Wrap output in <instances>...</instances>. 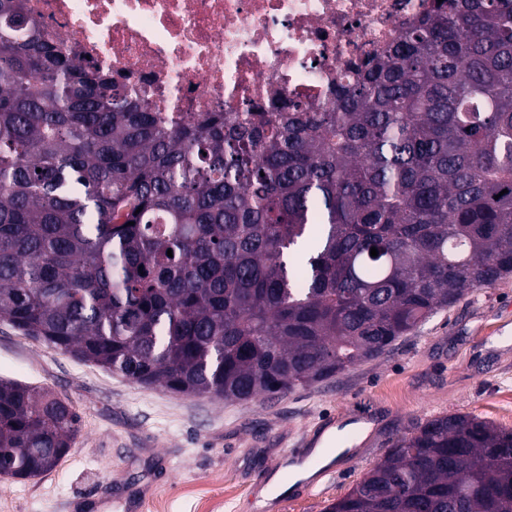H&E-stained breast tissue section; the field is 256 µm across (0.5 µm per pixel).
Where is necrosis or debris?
<instances>
[{
    "instance_id": "4bbe7bcc",
    "label": "necrosis or debris",
    "mask_w": 512,
    "mask_h": 512,
    "mask_svg": "<svg viewBox=\"0 0 512 512\" xmlns=\"http://www.w3.org/2000/svg\"><path fill=\"white\" fill-rule=\"evenodd\" d=\"M436 0H22L45 41L166 117L332 107Z\"/></svg>"
}]
</instances>
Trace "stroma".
<instances>
[{"label": "stroma", "instance_id": "1", "mask_svg": "<svg viewBox=\"0 0 512 512\" xmlns=\"http://www.w3.org/2000/svg\"><path fill=\"white\" fill-rule=\"evenodd\" d=\"M0 377L68 398L80 431L50 472L0 479V512H323L431 416L462 412L512 428V276L439 312L382 357L274 399L227 402L146 388L0 323ZM332 476L257 505L270 462L323 433Z\"/></svg>", "mask_w": 512, "mask_h": 512}]
</instances>
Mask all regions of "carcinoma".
I'll use <instances>...</instances> for the list:
<instances>
[{"label": "carcinoma", "instance_id": "1", "mask_svg": "<svg viewBox=\"0 0 512 512\" xmlns=\"http://www.w3.org/2000/svg\"><path fill=\"white\" fill-rule=\"evenodd\" d=\"M511 274L512 0H442L328 111L175 123L0 0V322L23 335L250 401L376 359ZM79 422L0 378V475L52 470ZM325 512H512V429L418 422Z\"/></svg>", "mask_w": 512, "mask_h": 512}]
</instances>
